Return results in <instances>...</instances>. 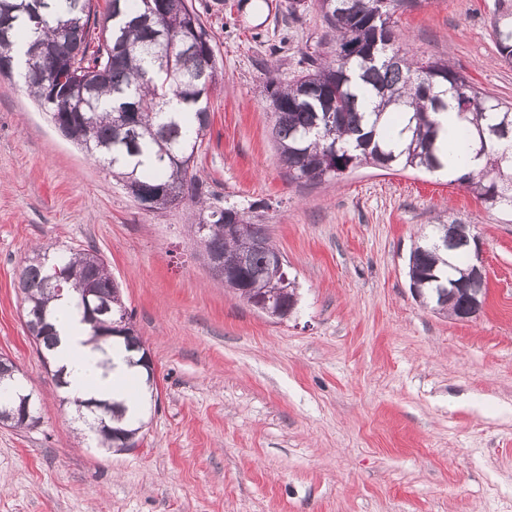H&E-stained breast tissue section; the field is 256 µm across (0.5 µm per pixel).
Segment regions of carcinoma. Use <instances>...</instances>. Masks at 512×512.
I'll list each match as a JSON object with an SVG mask.
<instances>
[{"instance_id":"obj_1","label":"carcinoma","mask_w":512,"mask_h":512,"mask_svg":"<svg viewBox=\"0 0 512 512\" xmlns=\"http://www.w3.org/2000/svg\"><path fill=\"white\" fill-rule=\"evenodd\" d=\"M335 48L330 58L309 59L293 82L266 81L274 116L272 138L280 160L294 182L317 183L339 177L349 165L386 164L436 173L444 168L438 142V116L455 103L471 125L473 152L488 158L478 172L455 182L487 207L512 212V106L477 88L449 62L415 60L396 46L392 16L402 0H317ZM495 47L504 63H512V0H498L491 23ZM26 38L25 62L16 45ZM212 37L188 0H0V74L12 71L29 95L43 104L54 95L45 72L55 61L73 69L74 85L88 92L48 106L59 113L68 137L92 153L112 176L123 182L160 189L165 206L196 198L201 185L191 162L209 126L208 94L218 81V62L208 61ZM79 49L80 58L72 57ZM112 108L101 111L103 98ZM189 107L168 112L170 98ZM137 112L135 125L125 128L123 114ZM249 223L245 213L210 206L191 228L204 249L224 254V265L239 270L248 296L266 299L281 309L297 308L296 289L275 293L279 279L266 251L248 248L231 232V224ZM446 233L443 223L423 233L408 258L409 283L423 285L421 301L456 319L470 308L460 285L467 279L472 244L462 238L446 249L436 241ZM96 251L55 252L38 247L19 274L26 325L44 352L54 340L52 301L72 293L91 341L106 344L107 314L90 315L88 289L101 300L123 307L121 291L107 267L91 258ZM11 386H0V424L31 427L9 414ZM91 420L81 438L97 448L121 450L116 431L133 437L144 427L135 416L128 427H112L126 412L116 401H93Z\"/></svg>"}]
</instances>
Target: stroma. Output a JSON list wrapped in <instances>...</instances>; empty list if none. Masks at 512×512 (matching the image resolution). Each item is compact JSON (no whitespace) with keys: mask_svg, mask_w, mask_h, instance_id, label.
<instances>
[{"mask_svg":"<svg viewBox=\"0 0 512 512\" xmlns=\"http://www.w3.org/2000/svg\"><path fill=\"white\" fill-rule=\"evenodd\" d=\"M224 80L194 159L207 201L267 226L295 278L289 319L211 274L190 202L143 208L0 76V355L29 377L40 422L0 424V512H512V217L447 177L365 165L288 178L266 74L288 82L332 33L316 0H191ZM496 0H406L410 54L449 61L512 103ZM471 224L487 300L469 322L415 300L407 261L430 225ZM96 249L156 370L141 445H77L22 316L35 246Z\"/></svg>","mask_w":512,"mask_h":512,"instance_id":"obj_1","label":"stroma"}]
</instances>
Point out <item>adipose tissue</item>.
Listing matches in <instances>:
<instances>
[{
	"label": "adipose tissue",
	"instance_id": "ef3b65f1",
	"mask_svg": "<svg viewBox=\"0 0 512 512\" xmlns=\"http://www.w3.org/2000/svg\"><path fill=\"white\" fill-rule=\"evenodd\" d=\"M468 124L455 110L442 117L443 145L451 158L447 175L457 178L482 167L468 149L465 132ZM52 324L56 344L51 357L56 368L63 372L65 394L73 399L126 401L125 385L145 371L138 366V352L126 350L123 339H115L109 353H101L89 342L90 327L83 322L73 296L65 295L54 303Z\"/></svg>",
	"mask_w": 512,
	"mask_h": 512
}]
</instances>
